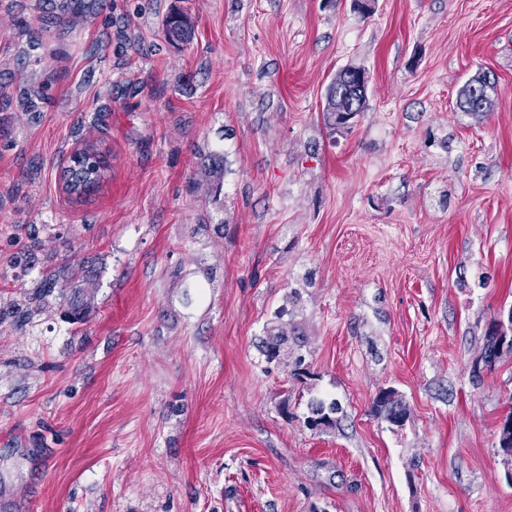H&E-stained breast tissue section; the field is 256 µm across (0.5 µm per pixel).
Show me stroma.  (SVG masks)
I'll return each mask as SVG.
<instances>
[{
	"mask_svg": "<svg viewBox=\"0 0 512 512\" xmlns=\"http://www.w3.org/2000/svg\"><path fill=\"white\" fill-rule=\"evenodd\" d=\"M353 3L0 0V303L62 275L0 321V512H512V352L483 361L512 307V0ZM349 65L367 108L335 131ZM482 71L490 110L459 111ZM84 140L105 178L70 195ZM275 321L303 379L261 352ZM319 399L342 410L313 431ZM164 27L166 35L172 41L187 42L191 38L192 25L184 14L169 15ZM352 68H358L354 66H348L340 70L333 81L328 85L326 92V105L325 115L328 124L336 130L345 129L350 124L356 115L364 112L367 108L368 99V88L365 92L358 96L357 99H352L353 108H358L359 112H346L348 107V101L350 98L347 96V73ZM42 279L40 284L33 288L32 292L26 294L23 302L10 301L8 304L0 306V320L5 316L16 317L17 314H21L24 319H30L35 311H38L41 304H43L50 293L52 288L50 285H54L57 281V272L55 270L42 271ZM48 287V288H46ZM34 306V310L33 307ZM25 307V310H24ZM15 314V315H14ZM373 405L380 415L394 425H402L408 416L406 406L402 404L397 393L392 389L379 391Z\"/></svg>",
	"mask_w": 512,
	"mask_h": 512,
	"instance_id": "obj_1",
	"label": "stroma"
}]
</instances>
